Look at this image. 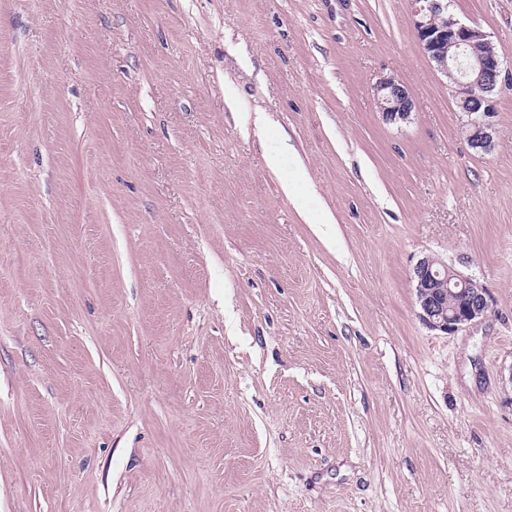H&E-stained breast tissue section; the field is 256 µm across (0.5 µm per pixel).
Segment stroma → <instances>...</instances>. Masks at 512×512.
I'll list each match as a JSON object with an SVG mask.
<instances>
[{
	"label": "stroma",
	"mask_w": 512,
	"mask_h": 512,
	"mask_svg": "<svg viewBox=\"0 0 512 512\" xmlns=\"http://www.w3.org/2000/svg\"><path fill=\"white\" fill-rule=\"evenodd\" d=\"M450 9L512 72V0ZM495 109L409 0H0V512H512ZM426 255L486 319L419 321ZM411 4L421 51L438 72L452 79L460 112L467 116L462 130L470 147L487 151L492 142V95L502 85L498 53L480 26L448 14L447 0H411ZM378 111L389 124L406 122L415 109L407 86L395 77L381 78L374 86Z\"/></svg>",
	"instance_id": "stroma-1"
}]
</instances>
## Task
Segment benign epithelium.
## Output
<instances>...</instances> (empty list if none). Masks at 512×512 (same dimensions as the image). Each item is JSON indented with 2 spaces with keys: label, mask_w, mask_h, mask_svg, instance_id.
<instances>
[{
  "label": "benign epithelium",
  "mask_w": 512,
  "mask_h": 512,
  "mask_svg": "<svg viewBox=\"0 0 512 512\" xmlns=\"http://www.w3.org/2000/svg\"><path fill=\"white\" fill-rule=\"evenodd\" d=\"M419 46L433 67L452 79L462 130L471 148L492 142V95L502 85V63L486 32L448 14V0H411ZM378 111L389 124L406 122L415 109L407 86L395 77L374 86ZM417 317L428 329L455 334L486 318L492 301L484 286L435 256H425L412 274Z\"/></svg>",
  "instance_id": "1"
}]
</instances>
